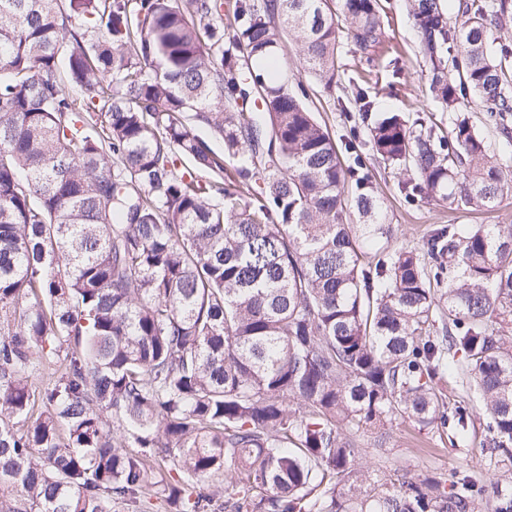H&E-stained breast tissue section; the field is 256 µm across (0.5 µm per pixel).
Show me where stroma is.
<instances>
[{"label":"stroma","instance_id":"35a3bbf8","mask_svg":"<svg viewBox=\"0 0 512 512\" xmlns=\"http://www.w3.org/2000/svg\"><path fill=\"white\" fill-rule=\"evenodd\" d=\"M383 2L386 6L384 48L369 59L350 48H343L341 65L345 80L330 92L315 87L311 97L310 106L318 121L327 126L339 145L350 139L359 143L366 139L365 128L357 124L358 106L350 83L358 73L379 78L378 83L368 88L374 111L401 112L409 116L439 111L429 89L424 61L418 52L409 0ZM374 176L400 240L420 243L427 228L433 224H512V198L493 210L482 212L451 210L423 200L409 204L400 196L397 179L391 170L375 167ZM481 443L482 433L477 429L472 430L466 440L452 443L447 436L419 429L408 419L394 423L385 444H376L370 434L362 435L359 440L363 462L377 479L397 469L422 477L457 467L484 470L487 457Z\"/></svg>","mask_w":512,"mask_h":512}]
</instances>
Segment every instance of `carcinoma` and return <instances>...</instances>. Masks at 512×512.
I'll use <instances>...</instances> for the list:
<instances>
[{
    "label": "carcinoma",
    "instance_id": "carcinoma-1",
    "mask_svg": "<svg viewBox=\"0 0 512 512\" xmlns=\"http://www.w3.org/2000/svg\"><path fill=\"white\" fill-rule=\"evenodd\" d=\"M57 2L0 0V512H512L511 472L378 483L358 446L399 419L463 438L473 394L512 459V224L399 242L371 170L408 203L512 196L484 134L512 145V0L459 24L412 0L453 118L357 85L368 153L343 158L279 51L332 90L380 0ZM223 471L231 496L194 493Z\"/></svg>",
    "mask_w": 512,
    "mask_h": 512
}]
</instances>
